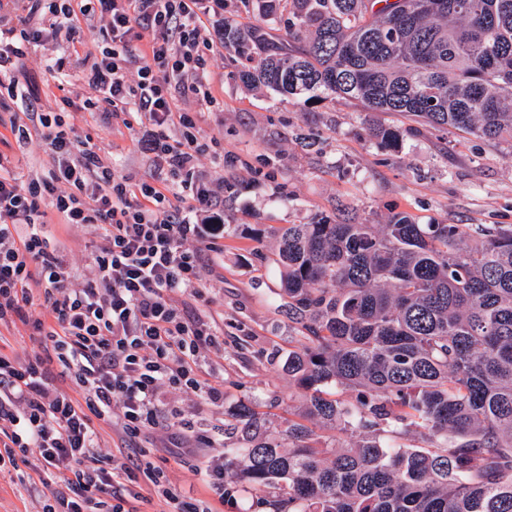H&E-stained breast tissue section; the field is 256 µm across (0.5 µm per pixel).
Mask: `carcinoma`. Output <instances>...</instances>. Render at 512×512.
I'll use <instances>...</instances> for the list:
<instances>
[{
	"instance_id": "carcinoma-1",
	"label": "carcinoma",
	"mask_w": 512,
	"mask_h": 512,
	"mask_svg": "<svg viewBox=\"0 0 512 512\" xmlns=\"http://www.w3.org/2000/svg\"><path fill=\"white\" fill-rule=\"evenodd\" d=\"M288 35L224 25L250 85L396 112L512 149V0H256ZM369 135L393 152L400 133ZM303 391L283 441L247 414L224 498L265 512H512V225L345 216L273 229ZM354 396L337 397V390ZM354 437L331 446L316 428ZM409 435L416 443L395 448Z\"/></svg>"
}]
</instances>
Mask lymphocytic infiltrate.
<instances>
[{
	"label": "lymphocytic infiltrate",
	"mask_w": 512,
	"mask_h": 512,
	"mask_svg": "<svg viewBox=\"0 0 512 512\" xmlns=\"http://www.w3.org/2000/svg\"><path fill=\"white\" fill-rule=\"evenodd\" d=\"M14 25L0 24V100L28 102L34 91L17 74L31 45L64 35L84 42L82 20L107 18L106 42L64 104L81 99L105 124L137 130L162 176L133 182L112 174L94 146L74 138L58 117L28 108L0 116L17 142L40 130L49 156L41 175L19 176L0 153V324L25 322L42 354L0 352V476L30 458L41 512H126L129 486L145 478L168 512H212L180 494L163 469L142 465L134 441L158 425L176 426L162 407V386L190 390L210 403L223 384L205 370L224 331L188 313L177 296L202 299L207 253L222 251L224 210L197 160L223 164L216 139L199 134L196 113L178 97L209 83L212 0H11ZM66 224L102 231L93 279L77 281L45 230L47 210ZM40 296L45 317L27 307ZM73 388L55 387V374ZM118 429L128 450L104 454L97 423Z\"/></svg>",
	"instance_id": "lymphocytic-infiltrate-1"
}]
</instances>
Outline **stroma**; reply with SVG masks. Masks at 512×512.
Segmentation results:
<instances>
[{
	"label": "stroma",
	"instance_id": "obj_1",
	"mask_svg": "<svg viewBox=\"0 0 512 512\" xmlns=\"http://www.w3.org/2000/svg\"><path fill=\"white\" fill-rule=\"evenodd\" d=\"M261 27L254 0H222L210 23L217 31L209 53L211 100L181 99L187 112L201 113L200 134L223 146L231 164L218 167L211 156L197 168L213 185H225L224 250L211 254L201 275L207 310L224 328V355H207L206 364L224 381V401L214 405L192 392L163 390L164 405L175 406L210 446L173 447L162 429H145L139 438L148 461L163 467L170 482L198 499L212 494L200 472L224 448L235 447L232 427L241 405L264 420L262 433L281 439L301 403V392L284 364L297 335L280 308L281 271L263 262L255 250L273 254L271 228L308 224L317 215L336 216L346 207L360 221L385 223L398 211L421 224H512V155L472 137L454 140L431 128L412 130L410 120L389 113L371 114L353 103L332 98L296 102L265 87L242 83L245 59L225 48L219 31L225 23ZM103 20L87 30V45L68 49L60 38L31 47L21 68L38 92L43 112L59 113L78 136H92L98 153L117 174L140 181L157 173L141 152L135 131L106 125L89 110L68 107L58 87L60 72L80 74L98 55ZM403 130L400 153L372 139L370 123ZM0 151L16 155L19 172L41 173L49 157L39 133L18 146L0 127ZM46 231L64 247L68 265L79 279L93 276V253L100 242L94 226L61 223L49 215Z\"/></svg>",
	"mask_w": 512,
	"mask_h": 512
}]
</instances>
